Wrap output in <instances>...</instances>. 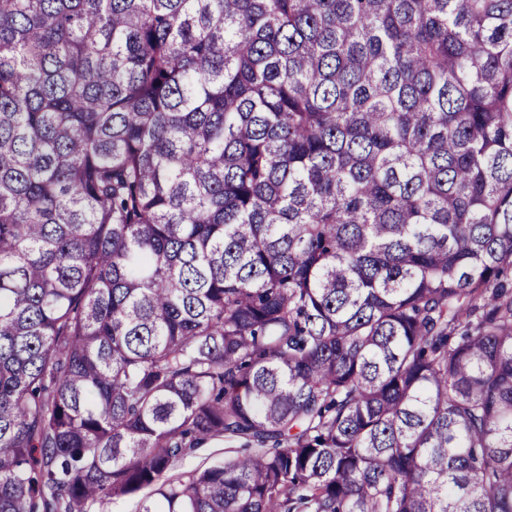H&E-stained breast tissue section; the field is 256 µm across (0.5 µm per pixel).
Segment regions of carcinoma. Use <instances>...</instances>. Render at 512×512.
<instances>
[{"label":"carcinoma","instance_id":"cac0c4a2","mask_svg":"<svg viewBox=\"0 0 512 512\" xmlns=\"http://www.w3.org/2000/svg\"><path fill=\"white\" fill-rule=\"evenodd\" d=\"M148 487L512 512V0H0V512ZM229 446L223 441H209L202 448H199L193 455L184 459L178 468V472L202 470L212 464L224 462L225 448H236Z\"/></svg>","mask_w":512,"mask_h":512}]
</instances>
